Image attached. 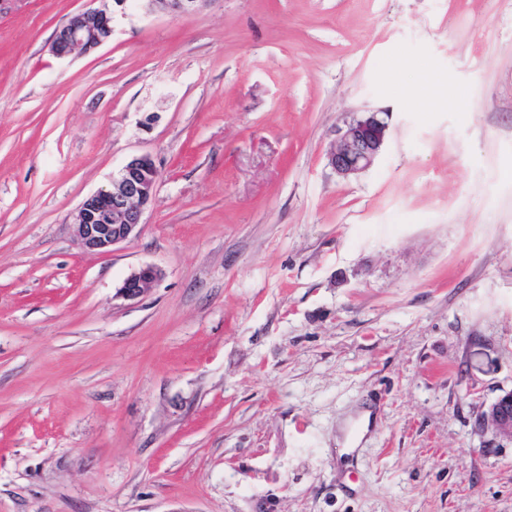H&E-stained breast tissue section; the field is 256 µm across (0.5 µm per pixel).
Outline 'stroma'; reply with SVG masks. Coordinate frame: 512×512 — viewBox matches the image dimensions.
Segmentation results:
<instances>
[{
	"mask_svg": "<svg viewBox=\"0 0 512 512\" xmlns=\"http://www.w3.org/2000/svg\"><path fill=\"white\" fill-rule=\"evenodd\" d=\"M90 7L0 0V512H512V0H138L57 57ZM90 2H101V5L71 15L57 30L52 45V51L56 56L67 57L75 53H87L109 41L113 32L114 15L117 11L124 13L128 0ZM389 114L367 111L344 121L336 131L330 165L343 177L357 175L373 165L389 137ZM159 179L160 171L149 156L134 157L110 188L85 198L74 214L79 247L105 254L134 237L156 194ZM161 271L154 265L145 264L130 273L119 288V295L126 300H135L159 280ZM490 424L499 434L512 438V394L499 397L489 407L480 425Z\"/></svg>",
	"mask_w": 512,
	"mask_h": 512,
	"instance_id": "1",
	"label": "stroma"
}]
</instances>
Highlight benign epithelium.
Returning a JSON list of instances; mask_svg holds the SVG:
<instances>
[{
    "label": "benign epithelium",
    "mask_w": 512,
    "mask_h": 512,
    "mask_svg": "<svg viewBox=\"0 0 512 512\" xmlns=\"http://www.w3.org/2000/svg\"><path fill=\"white\" fill-rule=\"evenodd\" d=\"M97 8L78 12L57 30L52 45L58 57L87 53L105 44L112 36L116 12L124 11L128 0H99ZM201 0H156L159 8L183 17L197 10ZM389 114L367 111L343 123L336 131L330 165L343 177L357 175L373 165L389 137ZM160 171L148 156L131 159L108 189L88 196L74 214L76 241L86 252L105 254L134 237L142 217L157 190ZM161 271L145 264L130 273L119 295L135 300L159 280ZM480 423L491 425L499 434L512 438V394L499 397Z\"/></svg>",
    "instance_id": "benign-epithelium-1"
}]
</instances>
